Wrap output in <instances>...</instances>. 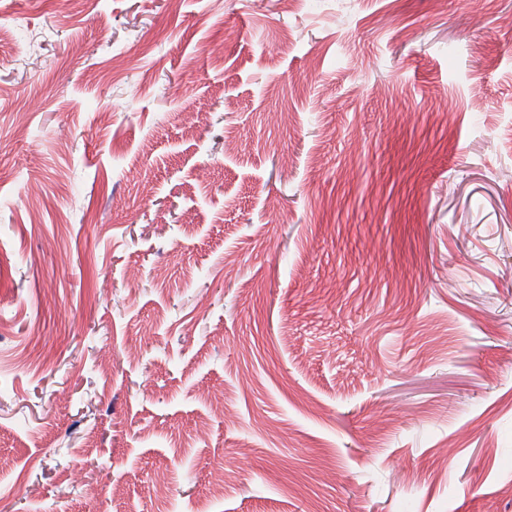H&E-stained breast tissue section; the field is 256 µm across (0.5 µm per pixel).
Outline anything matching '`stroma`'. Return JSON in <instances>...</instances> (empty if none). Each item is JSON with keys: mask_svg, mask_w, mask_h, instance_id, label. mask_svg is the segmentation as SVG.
Listing matches in <instances>:
<instances>
[{"mask_svg": "<svg viewBox=\"0 0 512 512\" xmlns=\"http://www.w3.org/2000/svg\"><path fill=\"white\" fill-rule=\"evenodd\" d=\"M0 31V512H512V0Z\"/></svg>", "mask_w": 512, "mask_h": 512, "instance_id": "obj_1", "label": "stroma"}]
</instances>
